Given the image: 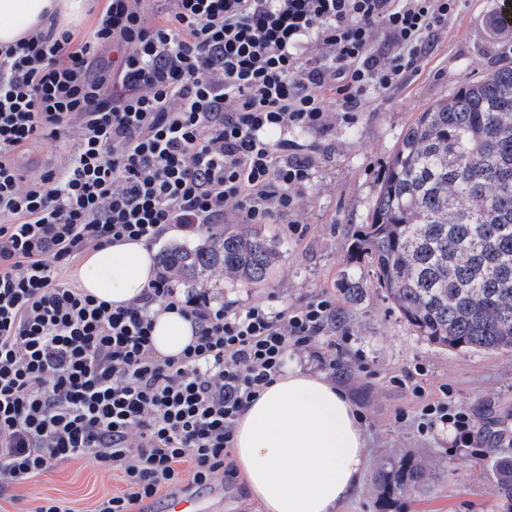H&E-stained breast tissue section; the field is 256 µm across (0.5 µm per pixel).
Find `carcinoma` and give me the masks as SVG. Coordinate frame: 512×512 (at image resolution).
Masks as SVG:
<instances>
[{
  "label": "carcinoma",
  "mask_w": 512,
  "mask_h": 512,
  "mask_svg": "<svg viewBox=\"0 0 512 512\" xmlns=\"http://www.w3.org/2000/svg\"><path fill=\"white\" fill-rule=\"evenodd\" d=\"M355 248L419 335L452 349L512 350V64L455 89L404 131ZM248 230L164 250L178 281L257 283L279 258ZM495 490L512 500V457L495 463ZM389 492L425 481L421 464L383 462Z\"/></svg>",
  "instance_id": "carcinoma-1"
}]
</instances>
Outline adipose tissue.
<instances>
[{
    "mask_svg": "<svg viewBox=\"0 0 512 512\" xmlns=\"http://www.w3.org/2000/svg\"><path fill=\"white\" fill-rule=\"evenodd\" d=\"M87 10V0H0V46L46 27L49 13L67 28L79 25ZM154 277L155 252L141 241L90 251L79 270L84 291L115 307L140 296ZM192 339L191 322L177 312L156 317L158 356L179 355ZM232 452L265 512H336L361 485L369 461L351 397L294 360L237 419Z\"/></svg>",
    "mask_w": 512,
    "mask_h": 512,
    "instance_id": "ef3b65f1",
    "label": "adipose tissue"
}]
</instances>
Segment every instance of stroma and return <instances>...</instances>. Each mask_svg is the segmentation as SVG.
Here are the masks:
<instances>
[{
    "instance_id": "1",
    "label": "stroma",
    "mask_w": 512,
    "mask_h": 512,
    "mask_svg": "<svg viewBox=\"0 0 512 512\" xmlns=\"http://www.w3.org/2000/svg\"><path fill=\"white\" fill-rule=\"evenodd\" d=\"M499 0H460L445 21L433 51L396 87L374 97L354 120L327 133L297 132L315 166L302 189L296 215L278 217L252 230L279 245L281 255L264 281H225L215 297L245 305L263 301L282 307L322 290L335 294L353 333L336 361L335 381L361 410L371 448L369 465L411 458L428 475L422 488L385 495L373 476L338 512H512V501L495 491L496 458L512 456V351L456 350L425 340L385 296L367 254L353 245L364 230L380 177L397 143L418 112L464 83L512 60V31L491 40L489 21ZM300 220L303 234L290 231ZM360 293L348 299V284ZM364 356L368 372H358ZM422 365L432 387L447 385L448 397L470 412L478 434L472 448H454L452 428L422 437L399 410L414 411L416 399L392 385V375ZM504 442H496L494 432ZM111 471L87 458L57 466L26 484L0 490V512H32L41 499H61L73 512H93L98 500L118 492ZM218 512H264L243 480L201 489Z\"/></svg>"
}]
</instances>
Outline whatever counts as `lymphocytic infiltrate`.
I'll use <instances>...</instances> for the list:
<instances>
[{
  "label": "lymphocytic infiltrate",
  "instance_id": "lymphocytic-infiltrate-1",
  "mask_svg": "<svg viewBox=\"0 0 512 512\" xmlns=\"http://www.w3.org/2000/svg\"><path fill=\"white\" fill-rule=\"evenodd\" d=\"M144 2L104 0L81 43L52 24L0 47V489L88 457L124 484L94 512L234 481L239 415L294 353L335 368L351 333L326 291L217 305L160 275L114 308L62 271L109 243L297 210L313 158L295 133L353 120L457 0ZM46 139L56 166L22 176L17 156ZM170 310L195 341L161 358L153 326ZM396 383L418 401L420 433L446 424L470 444L472 415L431 399L422 366Z\"/></svg>",
  "mask_w": 512,
  "mask_h": 512
}]
</instances>
